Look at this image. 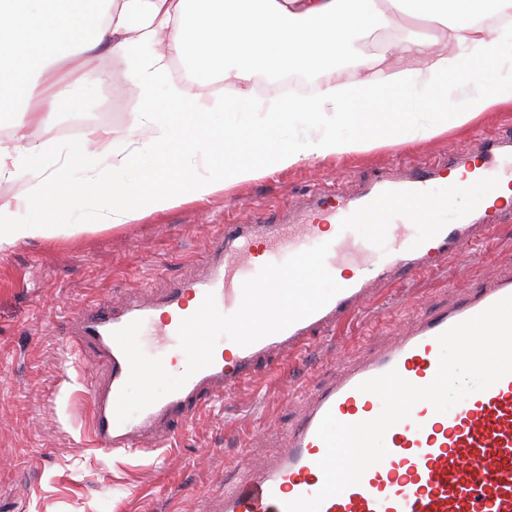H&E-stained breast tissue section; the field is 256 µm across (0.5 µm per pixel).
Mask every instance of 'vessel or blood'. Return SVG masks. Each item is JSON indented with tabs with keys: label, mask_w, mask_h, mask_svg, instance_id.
Instances as JSON below:
<instances>
[{
	"label": "vessel or blood",
	"mask_w": 512,
	"mask_h": 512,
	"mask_svg": "<svg viewBox=\"0 0 512 512\" xmlns=\"http://www.w3.org/2000/svg\"><path fill=\"white\" fill-rule=\"evenodd\" d=\"M503 183L512 185L511 136L483 139L476 149L443 164L380 171L353 195L317 190L294 224L257 201L252 223L225 225L201 277L181 281L159 299L77 314L76 346L95 348L108 368L104 389L90 382L84 387L95 449L149 452L166 446L173 423L187 422L199 409L223 401L258 364L288 357L313 334L334 330L369 288L414 277L463 254L507 217V210L489 204L483 193L485 185ZM461 195L465 203L449 208V199ZM325 241L331 244L326 267L339 274L342 290L322 309L245 347L220 339L210 366L117 422L116 401L129 365L113 331L142 320L144 352L161 358L170 374H182L186 357L177 331L206 294H214L222 313H234L243 282L261 267ZM510 295L512 270L430 311L342 367L331 382L306 396L302 413L285 434V448L226 481L211 512H285L287 502L315 495L324 482L319 462L326 447L316 435L324 415L346 424L374 419L382 403L359 386L393 369L414 385L429 384L439 364L438 335ZM384 442L386 457L367 469L359 484L324 500L319 512H512V375L444 414L430 403H417L408 419L386 432Z\"/></svg>",
	"instance_id": "vessel-or-blood-1"
}]
</instances>
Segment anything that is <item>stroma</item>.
Here are the masks:
<instances>
[{"label":"stroma","mask_w":512,"mask_h":512,"mask_svg":"<svg viewBox=\"0 0 512 512\" xmlns=\"http://www.w3.org/2000/svg\"><path fill=\"white\" fill-rule=\"evenodd\" d=\"M85 126L121 135L141 107L125 84L116 94L92 82ZM512 134V108L463 129L408 145H383L341 158H313L186 202L119 228L36 240L0 253V512H208L228 474L281 450L301 393L329 382L344 364L413 318L512 268V220L411 281L381 289L297 355L260 368L223 402L176 427L168 447L140 456L88 445L83 383L102 378L92 350L70 351L67 317L91 305L157 296L201 263L228 224L252 220L250 204L298 210L307 194L337 183L358 192L376 171L418 165L472 149L478 134Z\"/></svg>","instance_id":"1"}]
</instances>
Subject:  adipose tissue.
<instances>
[{
	"label": "adipose tissue",
	"mask_w": 512,
	"mask_h": 512,
	"mask_svg": "<svg viewBox=\"0 0 512 512\" xmlns=\"http://www.w3.org/2000/svg\"><path fill=\"white\" fill-rule=\"evenodd\" d=\"M376 31L393 42L361 52ZM104 52L129 61L143 102L126 134L35 140L61 102H84L77 88ZM175 58L197 77L223 74L231 93L187 98ZM289 70L318 75L315 93H257L261 76ZM399 95L413 111H388ZM505 105L512 0H0V112L14 116L0 181L28 179L0 197V251L201 202L313 156L424 140ZM188 154L194 165L176 164Z\"/></svg>",
	"instance_id": "ef3b65f1"
}]
</instances>
